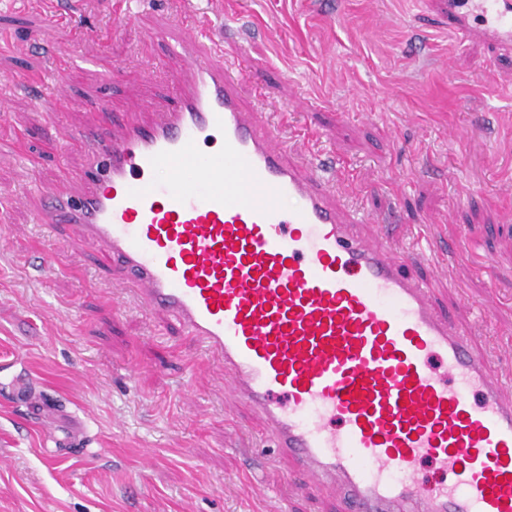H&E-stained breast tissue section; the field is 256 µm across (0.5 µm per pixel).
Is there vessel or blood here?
Returning a JSON list of instances; mask_svg holds the SVG:
<instances>
[{
  "label": "vessel or blood",
  "instance_id": "obj_1",
  "mask_svg": "<svg viewBox=\"0 0 512 512\" xmlns=\"http://www.w3.org/2000/svg\"><path fill=\"white\" fill-rule=\"evenodd\" d=\"M449 34L512 52V0H425ZM183 0L160 65L172 104L149 126L63 131L82 168L27 196L67 226L147 314L222 362L224 388L276 454L342 512H512V385L435 307L422 248L358 231L325 152L289 147L247 107L230 29Z\"/></svg>",
  "mask_w": 512,
  "mask_h": 512
}]
</instances>
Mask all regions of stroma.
<instances>
[{
  "label": "stroma",
  "mask_w": 512,
  "mask_h": 512,
  "mask_svg": "<svg viewBox=\"0 0 512 512\" xmlns=\"http://www.w3.org/2000/svg\"><path fill=\"white\" fill-rule=\"evenodd\" d=\"M116 0H0V512H339L273 455L262 424L224 390V372L177 327L143 312L103 260L65 229L35 224L22 198L52 191L83 160L60 130L94 105L147 119L167 86L149 41L178 0L129 13ZM241 52L225 63L247 106L289 145L333 150L350 204L396 241L436 233L452 287L436 302L470 327L478 352L512 375V55L433 27L422 0H222ZM88 36H81V29ZM65 45L51 61L38 34ZM112 55L126 68L106 80ZM66 81L55 118L35 81ZM314 105L298 109L301 98ZM54 259L52 271L40 260ZM498 306L479 318L487 295ZM54 455V468L43 465Z\"/></svg>",
  "instance_id": "stroma-1"
}]
</instances>
